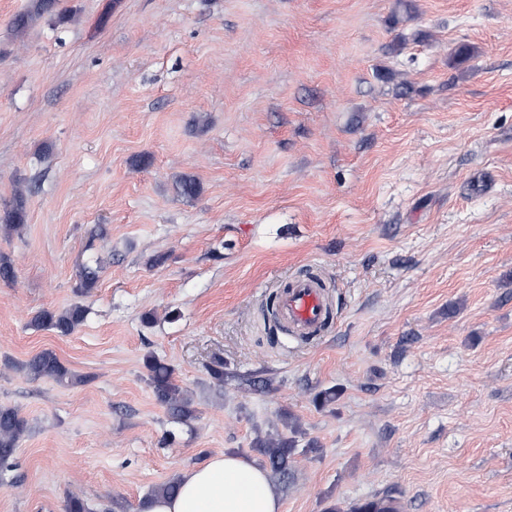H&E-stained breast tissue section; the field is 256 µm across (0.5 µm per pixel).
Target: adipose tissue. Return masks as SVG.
Here are the masks:
<instances>
[{
  "mask_svg": "<svg viewBox=\"0 0 512 512\" xmlns=\"http://www.w3.org/2000/svg\"><path fill=\"white\" fill-rule=\"evenodd\" d=\"M175 496L145 499L138 512H283L266 469L230 453L181 471Z\"/></svg>",
  "mask_w": 512,
  "mask_h": 512,
  "instance_id": "ef3b65f1",
  "label": "adipose tissue"
}]
</instances>
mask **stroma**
<instances>
[{
  "instance_id": "stroma-1",
  "label": "stroma",
  "mask_w": 512,
  "mask_h": 512,
  "mask_svg": "<svg viewBox=\"0 0 512 512\" xmlns=\"http://www.w3.org/2000/svg\"><path fill=\"white\" fill-rule=\"evenodd\" d=\"M29 3L0 0V405L30 424L0 512H136L277 436L285 512H512V0H58L16 35ZM306 271L312 338L262 313ZM45 349L83 384L20 370ZM26 217V196L18 191L3 213H0V229L7 233L18 231L25 226ZM86 315V308L75 303L60 311L42 310L33 317L31 325L36 329L53 330L61 336H68L85 321ZM149 380L156 399L166 407L173 419L182 423L195 418L196 410L187 391L176 383L173 371L153 356L146 357ZM256 446L273 472L285 473L288 471L290 457L293 452V442L291 440L283 437L270 438L259 440Z\"/></svg>"
}]
</instances>
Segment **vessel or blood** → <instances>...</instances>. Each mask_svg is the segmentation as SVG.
<instances>
[{
	"label": "vessel or blood",
	"instance_id": "vessel-or-blood-1",
	"mask_svg": "<svg viewBox=\"0 0 512 512\" xmlns=\"http://www.w3.org/2000/svg\"><path fill=\"white\" fill-rule=\"evenodd\" d=\"M279 310L288 325L301 335L320 330L331 313L329 298L322 284L306 276L289 282L280 296Z\"/></svg>",
	"mask_w": 512,
	"mask_h": 512
}]
</instances>
